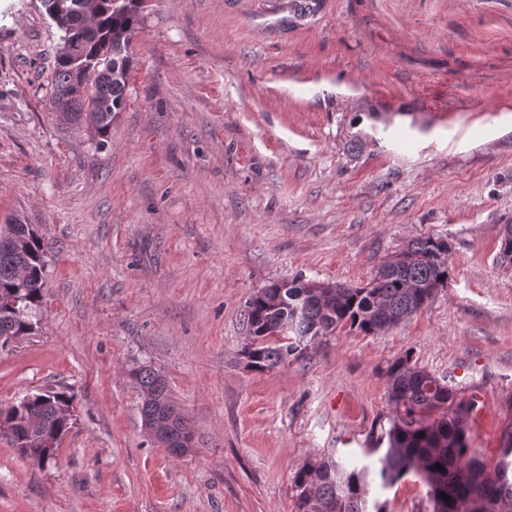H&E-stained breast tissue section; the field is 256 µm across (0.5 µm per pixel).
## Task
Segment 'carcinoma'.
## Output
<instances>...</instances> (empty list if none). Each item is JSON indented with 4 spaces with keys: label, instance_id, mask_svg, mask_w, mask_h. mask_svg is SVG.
Listing matches in <instances>:
<instances>
[{
    "label": "carcinoma",
    "instance_id": "1",
    "mask_svg": "<svg viewBox=\"0 0 512 512\" xmlns=\"http://www.w3.org/2000/svg\"><path fill=\"white\" fill-rule=\"evenodd\" d=\"M71 4L72 0H43L53 22L60 18L65 22L48 107L53 111L56 100L70 98L68 110L57 113L59 121L68 127H87L102 145L112 120L126 104L132 43L140 29L144 0H100L96 16L88 22L75 14L62 16ZM71 39L82 45L79 61L67 52ZM80 85L88 87L87 94L72 96ZM0 231L20 236L21 243L18 249L0 250V337L9 334L20 339L32 332L42 303L44 245L28 224H7ZM450 251L448 238L427 236L382 262L361 287L295 277L260 289L249 299L245 313L248 336L242 354L249 360L248 368H275L300 355L312 340L347 326L377 334L399 325L447 286ZM499 258L512 262V224L503 227ZM131 377L141 391L142 417L162 412L174 417L175 434L189 431L162 374L141 366L132 370ZM387 384L395 416L378 466L348 468L329 457L304 466L292 477L296 512H384L379 503L369 504L371 483L377 479L384 487L392 486L410 473L428 486L433 512H512V442L491 467L496 482L476 497L473 491L485 465L469 455L465 425L473 404L456 400L451 388L409 354L389 366ZM31 408L41 419L40 429L29 432L19 427L16 435L31 445L32 452L43 440L59 439L71 427L73 397L64 392L41 395ZM440 408L446 413L433 417ZM443 493L451 501L441 498Z\"/></svg>",
    "mask_w": 512,
    "mask_h": 512
}]
</instances>
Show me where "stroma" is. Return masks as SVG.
Returning <instances> with one entry per match:
<instances>
[{"mask_svg": "<svg viewBox=\"0 0 512 512\" xmlns=\"http://www.w3.org/2000/svg\"><path fill=\"white\" fill-rule=\"evenodd\" d=\"M140 27L101 148L47 106L60 32L41 0H0V225H32L47 264L36 331L0 348V407L74 397L47 466L0 434V512H295L305 464L380 457L386 370L408 351L473 403L471 453L496 463L512 434V0H145ZM427 235L452 245L427 306L245 368L257 290L362 286ZM140 366L167 379L193 453L145 430ZM371 497L433 508L411 474Z\"/></svg>", "mask_w": 512, "mask_h": 512, "instance_id": "obj_1", "label": "stroma"}]
</instances>
